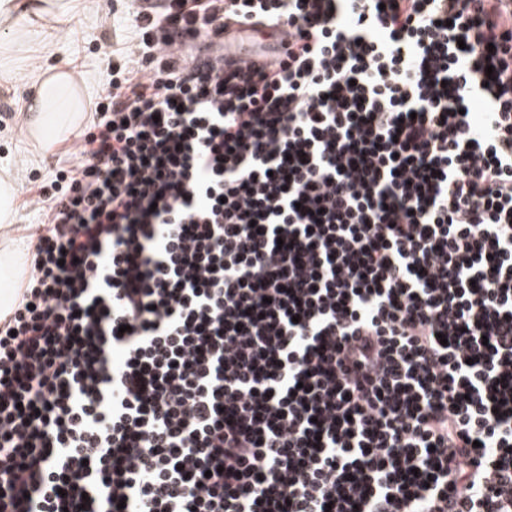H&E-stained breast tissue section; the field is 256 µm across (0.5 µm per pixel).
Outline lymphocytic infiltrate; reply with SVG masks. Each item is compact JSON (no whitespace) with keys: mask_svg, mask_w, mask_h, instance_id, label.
<instances>
[{"mask_svg":"<svg viewBox=\"0 0 512 512\" xmlns=\"http://www.w3.org/2000/svg\"><path fill=\"white\" fill-rule=\"evenodd\" d=\"M130 22L27 200L0 512H512V0Z\"/></svg>","mask_w":512,"mask_h":512,"instance_id":"1","label":"lymphocytic infiltrate"}]
</instances>
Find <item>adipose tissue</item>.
<instances>
[{"instance_id": "ef3b65f1", "label": "adipose tissue", "mask_w": 512, "mask_h": 512, "mask_svg": "<svg viewBox=\"0 0 512 512\" xmlns=\"http://www.w3.org/2000/svg\"><path fill=\"white\" fill-rule=\"evenodd\" d=\"M72 0H30L21 7L19 0H0V31L16 32L22 41L39 49L51 47L55 41L54 26L70 21L68 6ZM30 96L37 113L28 124L33 152H40L54 137L81 125L86 115L83 96L86 82L75 68L56 70L52 75L37 73L28 81ZM17 177L10 170L0 171V280L8 289L0 291V307L14 301L12 289L20 282L26 267L25 257L12 234L13 194Z\"/></svg>"}]
</instances>
